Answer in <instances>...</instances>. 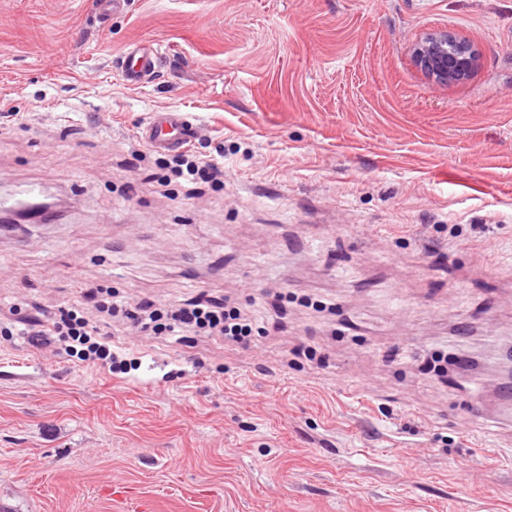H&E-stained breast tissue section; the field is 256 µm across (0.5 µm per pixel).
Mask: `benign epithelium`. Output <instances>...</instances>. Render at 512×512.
Returning a JSON list of instances; mask_svg holds the SVG:
<instances>
[{"label": "benign epithelium", "mask_w": 512, "mask_h": 512, "mask_svg": "<svg viewBox=\"0 0 512 512\" xmlns=\"http://www.w3.org/2000/svg\"><path fill=\"white\" fill-rule=\"evenodd\" d=\"M477 57L469 40L445 30L427 33L413 51V61L425 76L447 83L468 74Z\"/></svg>", "instance_id": "obj_1"}]
</instances>
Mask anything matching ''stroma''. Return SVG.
Listing matches in <instances>:
<instances>
[{
    "label": "stroma",
    "instance_id": "1",
    "mask_svg": "<svg viewBox=\"0 0 512 512\" xmlns=\"http://www.w3.org/2000/svg\"><path fill=\"white\" fill-rule=\"evenodd\" d=\"M0 0V512H512L493 382L438 374L512 334V0ZM448 30L464 78L415 66ZM162 61L127 88L134 40ZM187 113L220 189L160 195L151 113ZM229 299L249 346L113 337L110 374L16 340L80 284ZM477 57L469 40L447 30L427 33L413 51V61L425 76L447 83L468 74Z\"/></svg>",
    "mask_w": 512,
    "mask_h": 512
}]
</instances>
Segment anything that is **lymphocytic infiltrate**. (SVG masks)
<instances>
[{"instance_id": "lymphocytic-infiltrate-1", "label": "lymphocytic infiltrate", "mask_w": 512, "mask_h": 512, "mask_svg": "<svg viewBox=\"0 0 512 512\" xmlns=\"http://www.w3.org/2000/svg\"><path fill=\"white\" fill-rule=\"evenodd\" d=\"M166 166L175 177L194 181L197 179L215 184L224 181V165L212 160L196 158L182 152L167 158ZM96 299L98 312L107 315L106 323L91 324L89 319L73 306H60L56 311H38L24 320L20 334L32 347L41 349L63 343L68 356L108 371L123 372L125 361L105 338L110 335V320L120 316L130 321L136 330L154 336H175L180 342L191 341L195 336H221L225 341L248 344L252 325L241 309L226 303L192 300L185 304L142 301L128 304L113 299L111 291L90 290Z\"/></svg>"}]
</instances>
